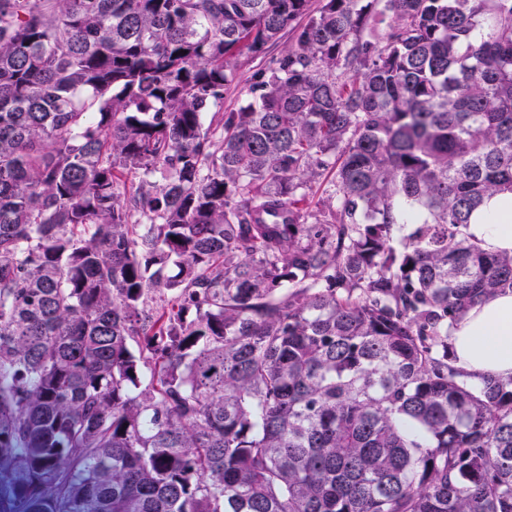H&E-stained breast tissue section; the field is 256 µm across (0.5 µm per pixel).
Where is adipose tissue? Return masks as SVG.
<instances>
[{
  "instance_id": "ef3b65f1",
  "label": "adipose tissue",
  "mask_w": 512,
  "mask_h": 512,
  "mask_svg": "<svg viewBox=\"0 0 512 512\" xmlns=\"http://www.w3.org/2000/svg\"><path fill=\"white\" fill-rule=\"evenodd\" d=\"M467 232L488 252L512 253V193L487 200ZM452 363L472 384L512 376V292L482 298L458 320L450 338Z\"/></svg>"
}]
</instances>
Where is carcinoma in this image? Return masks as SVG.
I'll return each mask as SVG.
<instances>
[{
    "mask_svg": "<svg viewBox=\"0 0 512 512\" xmlns=\"http://www.w3.org/2000/svg\"><path fill=\"white\" fill-rule=\"evenodd\" d=\"M504 192L512 0H0L8 512H512ZM292 42L291 31L285 30L280 37L267 46L265 55L255 56L244 51L237 62V79L224 91L223 112H235L245 99V91L252 81L253 74L265 67L272 57L286 50ZM467 232L485 251L512 253V193L487 200L474 213ZM452 364L474 385L512 376V292L482 298L458 320L450 336Z\"/></svg>",
    "mask_w": 512,
    "mask_h": 512,
    "instance_id": "obj_1",
    "label": "carcinoma"
}]
</instances>
